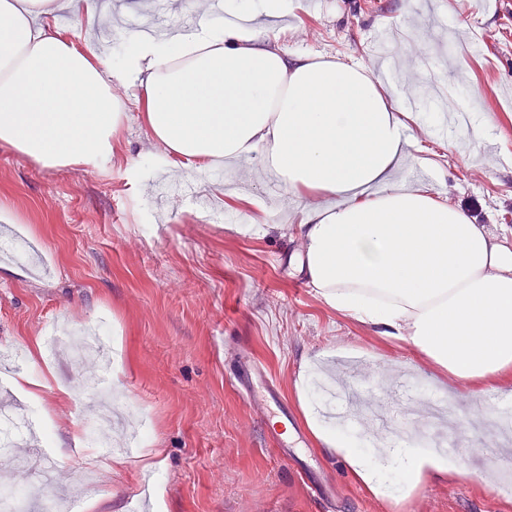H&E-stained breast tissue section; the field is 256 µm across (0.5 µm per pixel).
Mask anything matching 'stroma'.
<instances>
[{
  "label": "stroma",
  "instance_id": "1",
  "mask_svg": "<svg viewBox=\"0 0 512 512\" xmlns=\"http://www.w3.org/2000/svg\"><path fill=\"white\" fill-rule=\"evenodd\" d=\"M475 0H299L280 44L298 54L374 68L377 30L415 76L414 109L429 134H414L424 163L394 178L466 211L496 236L512 233V0L475 10ZM192 0H153L113 16L108 45H125L138 21L184 27ZM138 88L122 91L128 118L98 167L46 169L0 145V242L27 240L35 264L0 249V348L23 352L0 365V401L33 408L34 432L0 450V487L27 485L25 512H512V488H489L485 432L448 436L454 472L429 476L403 501L355 481L343 458L305 436L295 448L317 470L324 499L310 497L266 427L280 406L305 427L297 385L305 362L337 345L346 384L379 397L396 422L405 404L388 396L403 373L414 395L470 413L468 389L409 347L327 306L285 258L300 248L303 204L283 196L275 175L239 160L206 169L156 170L162 152L140 117ZM470 94L492 148L474 152L456 129L432 127L435 107ZM260 225L258 234L240 232ZM102 325L119 354L112 371L124 402L112 413L107 449L81 446L97 408V358L75 360L68 329ZM53 333L54 352L27 357ZM272 378L277 402L236 390L238 362ZM32 382V395L14 385Z\"/></svg>",
  "mask_w": 512,
  "mask_h": 512
}]
</instances>
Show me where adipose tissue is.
I'll use <instances>...</instances> for the list:
<instances>
[{"instance_id": "ef3b65f1", "label": "adipose tissue", "mask_w": 512, "mask_h": 512, "mask_svg": "<svg viewBox=\"0 0 512 512\" xmlns=\"http://www.w3.org/2000/svg\"><path fill=\"white\" fill-rule=\"evenodd\" d=\"M297 6L224 0L223 23L169 37L140 31L108 56L79 32L105 14V0H0V143L47 168L97 166L128 110L114 87L140 88L162 163L256 154L286 195L338 198L302 210L297 268L309 287L481 394L512 374V243L422 189L392 184L412 113L361 66L284 50L265 24ZM306 417L372 493L395 473L411 490L450 468L411 445L364 451L344 427L311 409Z\"/></svg>"}]
</instances>
